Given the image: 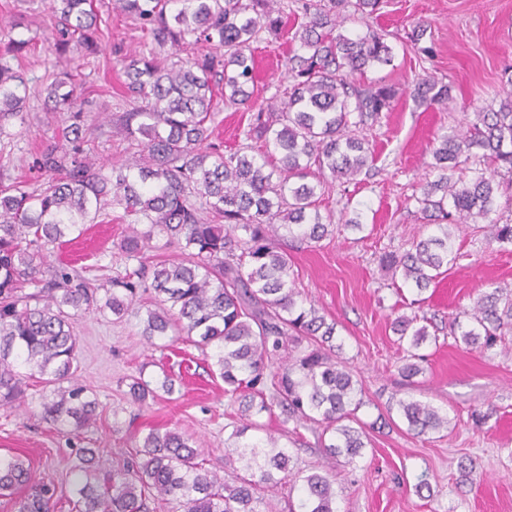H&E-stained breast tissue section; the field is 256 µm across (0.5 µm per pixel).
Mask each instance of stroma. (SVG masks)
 I'll return each mask as SVG.
<instances>
[{
  "label": "stroma",
  "mask_w": 512,
  "mask_h": 512,
  "mask_svg": "<svg viewBox=\"0 0 512 512\" xmlns=\"http://www.w3.org/2000/svg\"><path fill=\"white\" fill-rule=\"evenodd\" d=\"M108 28L96 52L70 45L57 53L45 0H0V46L9 39H30L38 63L28 67L31 98L25 121L7 125L8 144L0 152L1 175L28 179L30 152L55 142L59 119L44 107L47 86L60 75H74L86 111L106 113L96 142L104 162L134 159L113 126L129 109L120 64L140 47L142 34L118 16L113 0H96ZM427 33L420 44L409 34L416 22ZM384 31L393 48L390 64L369 69L365 80L402 85L431 74L451 85L450 109L417 108L401 97L392 111L357 131L369 141L376 160L347 186H334L324 203L335 222L332 237L290 248L296 287L336 323L337 356L362 385L358 418L368 442L356 464L326 458L315 426L294 433L283 415L262 416L268 433L288 445L291 471L326 469L334 477L336 512H512V329L491 349L468 348L449 334V323L471 309L493 288L512 289V246L489 245L484 229L449 226L458 253L436 289L419 293L380 264L383 254L403 253L414 240L434 234L423 223L416 201L433 161L440 132L464 122L476 109L498 108L512 77V0H386L380 17L354 15L349 35ZM294 45L285 37L263 36L254 45L255 104H267L283 89L285 60ZM219 125L214 140L224 150L240 144L250 113L228 107L215 95ZM359 229L349 228V221ZM128 231L118 211L91 225L64 245L61 259L85 268L87 277L104 279L125 266L113 241ZM149 299L123 318L82 314L76 325L80 368L76 378L98 402L95 423L79 435L61 433L41 418L42 383L31 382L24 400L0 408V456L20 459L36 480L54 481L55 512H71L76 449H98L119 464L131 456L150 430H176L192 438L209 468L224 469L232 442L227 428L237 405L224 396V382L213 375L200 351L180 341L170 347L146 343L141 330ZM426 316L438 340L421 349V373L405 380L399 373L405 351L392 323L399 315ZM175 379L173 394L146 405L134 403L129 379L143 375L159 383L163 372ZM411 397L447 415L446 429L424 436L410 433L388 412L390 399ZM472 461L483 477L462 483L460 461Z\"/></svg>",
  "instance_id": "stroma-1"
}]
</instances>
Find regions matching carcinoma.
Here are the masks:
<instances>
[{"label":"carcinoma","instance_id":"obj_1","mask_svg":"<svg viewBox=\"0 0 512 512\" xmlns=\"http://www.w3.org/2000/svg\"><path fill=\"white\" fill-rule=\"evenodd\" d=\"M380 0H293L302 15L291 41L299 44L285 64L282 94L252 113L248 144L229 154L212 142L215 87L224 99L252 108L256 80L253 44L260 35L282 32L278 0H115L150 39L125 63L130 110L119 116V133L141 156L131 163H99L92 154V124L77 87L66 76L47 88L50 111L65 117L58 145L35 154L32 169L44 182L28 187L0 182V407H11L36 378L53 387L41 404L42 418L71 433L96 421L98 403L74 380L78 369L75 322L82 313L122 318L145 293L141 335L187 340L224 380V396L239 404L230 423L236 446L224 467L243 463L249 477L233 482L205 467L191 438L151 430L137 458L105 470L95 449L79 448L74 470L85 474L76 491L77 512H149L155 496L174 500L182 512H257L254 490L281 483L275 473L301 483L298 512H335L333 480L289 471L288 446L260 432L256 417L281 409L299 427H322L330 457L353 463L366 447L365 427L355 413L361 390L351 368L336 360L335 324L315 305L299 299L288 251L279 240L319 243L332 234L333 215L322 216L323 191L349 183L368 165L371 151L352 130L389 112L404 90L379 82L354 81L368 69L388 65L392 48L385 34L355 38L342 32L346 11L372 16ZM56 44L91 48L101 34L93 0H48ZM171 43L190 52L171 62L161 48ZM35 54L25 39L13 40L11 58L0 57V135L8 121L25 122L31 87L22 60ZM426 110L449 108L447 83L432 75L416 79L409 92ZM433 151L436 179L417 198L423 219L440 233L385 256L418 292L437 285L456 260L448 225L489 220V240L512 246V223L489 219L496 206V177L512 174V89L497 110H478L458 128L443 131ZM477 164L469 180L455 177L460 166ZM134 217L113 248L137 266L95 283L77 270L47 260L50 253L82 236L108 208ZM156 239L174 243L180 259L149 264L143 253ZM454 321L450 334L466 346L490 348L512 325V290L497 287ZM417 317L399 316L395 330L412 353L400 367L411 380L422 368L415 350L429 339L427 326L410 330ZM310 347L300 349L303 340ZM68 386H63V383ZM138 404L158 397L142 378L129 384ZM394 408L417 435L448 426L429 404L399 399ZM103 472L94 477L92 472ZM34 476L19 460L0 458V490L31 485ZM55 489L42 485L20 512H53Z\"/></svg>","mask_w":512,"mask_h":512}]
</instances>
